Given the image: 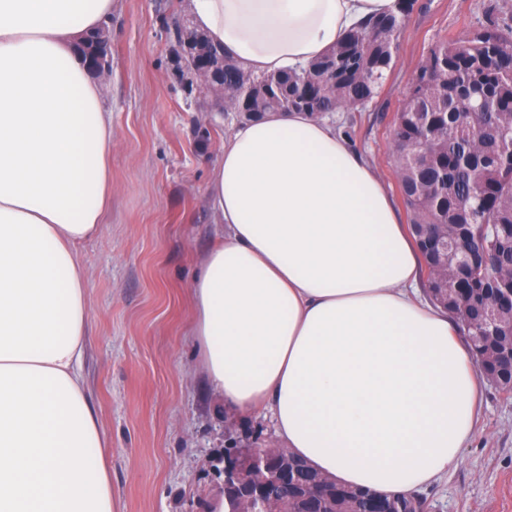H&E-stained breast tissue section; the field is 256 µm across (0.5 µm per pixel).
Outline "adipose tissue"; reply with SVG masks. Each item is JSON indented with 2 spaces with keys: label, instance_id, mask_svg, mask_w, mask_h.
<instances>
[{
  "label": "adipose tissue",
  "instance_id": "ef3b65f1",
  "mask_svg": "<svg viewBox=\"0 0 512 512\" xmlns=\"http://www.w3.org/2000/svg\"><path fill=\"white\" fill-rule=\"evenodd\" d=\"M395 0H189L257 76L295 71ZM118 0H0V512H119L81 363V246L112 199V119L79 51ZM216 242L191 334L227 415L268 410L337 485L409 493L459 465L484 378L459 319L418 298L419 255L334 124L234 125L208 184Z\"/></svg>",
  "mask_w": 512,
  "mask_h": 512
}]
</instances>
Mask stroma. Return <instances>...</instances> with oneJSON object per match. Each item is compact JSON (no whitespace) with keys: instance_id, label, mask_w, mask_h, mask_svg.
<instances>
[{"instance_id":"35a3bbf8","label":"stroma","mask_w":512,"mask_h":512,"mask_svg":"<svg viewBox=\"0 0 512 512\" xmlns=\"http://www.w3.org/2000/svg\"><path fill=\"white\" fill-rule=\"evenodd\" d=\"M495 2L415 0L377 94L363 111L330 114L392 197V123L418 65ZM111 45L112 206L80 251L90 308L81 370L121 512H208L226 448L276 436L269 418L226 415L188 334L189 286L216 234L207 186L243 115L213 111L211 96L171 76L156 0H119ZM423 494L428 512H512V398L485 388L461 464Z\"/></svg>"}]
</instances>
